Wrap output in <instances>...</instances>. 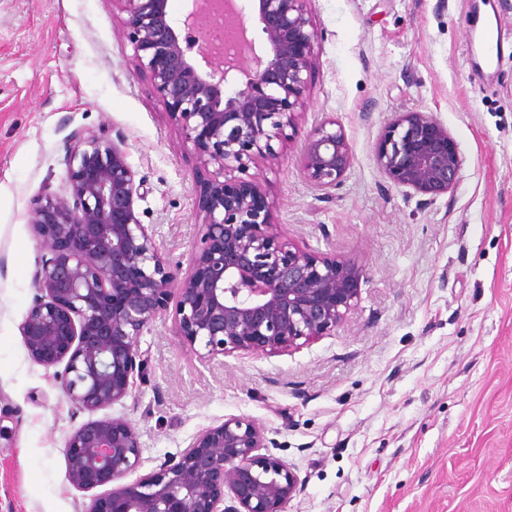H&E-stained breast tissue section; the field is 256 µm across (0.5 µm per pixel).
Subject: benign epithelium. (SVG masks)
<instances>
[{"mask_svg": "<svg viewBox=\"0 0 512 512\" xmlns=\"http://www.w3.org/2000/svg\"><path fill=\"white\" fill-rule=\"evenodd\" d=\"M135 67L151 80L176 135L192 145L204 214L199 243L180 277L135 209L142 184L106 131L66 137L64 189L33 200L29 224L43 252L36 296L20 332L31 358L65 364L61 388L80 411L96 413L131 392L142 369L139 336L178 295L175 328L203 359L297 350L330 336L359 299L362 270L351 259L304 249L278 231L260 181L259 160L280 158L273 142L297 131L316 64L313 0H252L264 54L247 35L237 0H191L185 33L167 0H114ZM239 29L234 51L203 41V11ZM205 62L187 56L190 50ZM242 85L224 86L234 74ZM324 121L304 138L303 170L321 190L341 184L352 155L342 130ZM390 182L432 198L452 191L462 158L432 114L395 112L376 145ZM264 426L229 416L197 434L177 458L131 484L97 495L85 512H286L300 489L296 472L272 454ZM66 476L92 490L140 465L136 431L104 417L68 438ZM232 505L224 506L225 494Z\"/></svg>", "mask_w": 512, "mask_h": 512, "instance_id": "1", "label": "benign epithelium"}]
</instances>
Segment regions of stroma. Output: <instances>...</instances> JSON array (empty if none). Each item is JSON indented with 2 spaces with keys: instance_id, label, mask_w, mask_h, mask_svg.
Returning <instances> with one entry per match:
<instances>
[{
  "instance_id": "1",
  "label": "stroma",
  "mask_w": 512,
  "mask_h": 512,
  "mask_svg": "<svg viewBox=\"0 0 512 512\" xmlns=\"http://www.w3.org/2000/svg\"><path fill=\"white\" fill-rule=\"evenodd\" d=\"M317 65L277 162L251 166L282 232L362 270L336 329L276 355L186 350L166 313L144 329L131 393L105 409L139 436L127 482L226 416L261 422L299 476L286 512H512V0H313ZM114 0H0V512H84L64 447L89 420L62 366L29 355L19 326L41 250L31 202L60 192L64 139L121 136L144 183L139 218L187 271L203 201L197 160L134 66ZM494 20L485 67L476 33ZM428 112L463 159L436 198L391 184L375 145L392 113ZM345 134L352 164L318 190L303 132Z\"/></svg>"
}]
</instances>
